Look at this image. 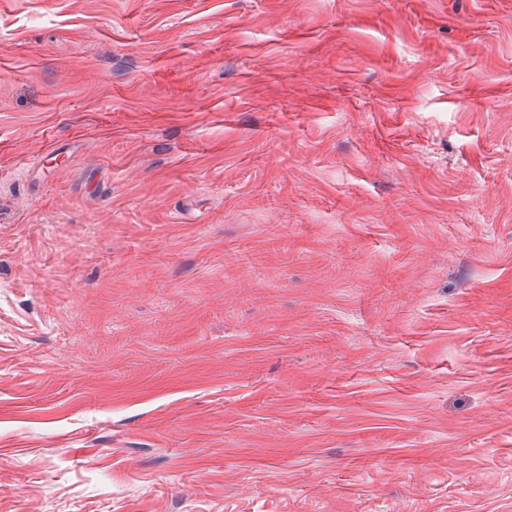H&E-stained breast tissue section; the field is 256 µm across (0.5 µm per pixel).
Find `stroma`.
I'll list each match as a JSON object with an SVG mask.
<instances>
[{
  "mask_svg": "<svg viewBox=\"0 0 512 512\" xmlns=\"http://www.w3.org/2000/svg\"><path fill=\"white\" fill-rule=\"evenodd\" d=\"M0 512H512V0H0Z\"/></svg>",
  "mask_w": 512,
  "mask_h": 512,
  "instance_id": "1",
  "label": "stroma"
}]
</instances>
